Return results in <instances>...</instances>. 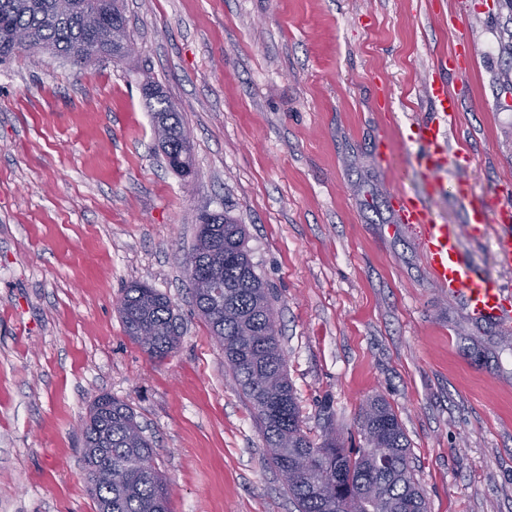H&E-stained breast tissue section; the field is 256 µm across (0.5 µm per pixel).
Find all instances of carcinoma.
<instances>
[{
  "label": "carcinoma",
  "instance_id": "1",
  "mask_svg": "<svg viewBox=\"0 0 512 512\" xmlns=\"http://www.w3.org/2000/svg\"><path fill=\"white\" fill-rule=\"evenodd\" d=\"M121 0H0V59L22 48L14 35L25 31L44 51L76 65L89 54L118 51L113 37L127 39ZM154 122L180 127L172 102L158 92ZM169 167L191 173L190 149L161 140ZM245 225L222 212L199 216L196 242L187 259L207 288L193 289L196 307L224 351L233 379L254 409L268 458L286 482L297 512H428L410 460V448L395 412L373 400L358 422L361 447L347 450L331 431L315 441L303 430L277 326L268 322L274 297L255 272L246 248ZM124 332L151 358L161 361L179 343L169 299L134 285L122 296ZM83 461L97 512H170L168 485L154 466L152 441L127 403L100 396L85 422ZM368 448L385 449L376 461Z\"/></svg>",
  "mask_w": 512,
  "mask_h": 512
}]
</instances>
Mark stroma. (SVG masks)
Wrapping results in <instances>:
<instances>
[{"instance_id": "35a3bbf8", "label": "stroma", "mask_w": 512, "mask_h": 512, "mask_svg": "<svg viewBox=\"0 0 512 512\" xmlns=\"http://www.w3.org/2000/svg\"><path fill=\"white\" fill-rule=\"evenodd\" d=\"M132 53L0 60V512H97L81 424L103 394L155 449L171 512H295L251 403L192 299L202 211L245 225L304 431L358 446L383 398L429 512H512V321L438 288L393 189L441 58L478 200L512 199V0H124ZM191 131L172 172L143 93ZM167 295L178 348L124 332L125 288ZM149 96L155 99L157 107L154 109V122L157 131V125L159 123H167L171 127H180L183 124V120L180 113L177 112L172 102L163 95H159L158 92L151 91L148 89Z\"/></svg>"}]
</instances>
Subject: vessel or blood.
<instances>
[{"label": "vessel or blood", "instance_id": "obj_1", "mask_svg": "<svg viewBox=\"0 0 512 512\" xmlns=\"http://www.w3.org/2000/svg\"><path fill=\"white\" fill-rule=\"evenodd\" d=\"M428 94L435 105L433 118L418 123L410 137L422 146L418 165L434 175L456 165L467 170L470 156L467 152H450L448 131L454 125L459 110L457 98L449 93L444 78L432 80ZM455 194L468 206L462 223L439 222L425 192H396L400 223L413 228L419 249L432 281L447 290L450 297L459 300L465 309L480 320L500 321L512 316V291L503 281L471 262L462 243V235L479 242L490 239L497 265L512 269V206L495 209L472 202L473 187L467 177L455 184Z\"/></svg>", "mask_w": 512, "mask_h": 512}]
</instances>
